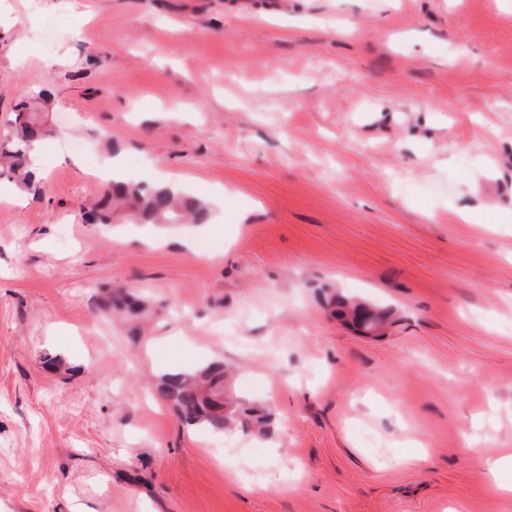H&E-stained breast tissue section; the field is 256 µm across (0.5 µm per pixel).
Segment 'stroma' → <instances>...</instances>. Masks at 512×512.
Masks as SVG:
<instances>
[{"mask_svg": "<svg viewBox=\"0 0 512 512\" xmlns=\"http://www.w3.org/2000/svg\"><path fill=\"white\" fill-rule=\"evenodd\" d=\"M44 88L46 195L0 179V512H512V0H0V135ZM113 155L205 225L88 223ZM213 362L264 429L158 396Z\"/></svg>", "mask_w": 512, "mask_h": 512, "instance_id": "obj_1", "label": "stroma"}]
</instances>
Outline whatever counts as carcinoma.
Wrapping results in <instances>:
<instances>
[{
    "label": "carcinoma",
    "instance_id": "carcinoma-1",
    "mask_svg": "<svg viewBox=\"0 0 512 512\" xmlns=\"http://www.w3.org/2000/svg\"><path fill=\"white\" fill-rule=\"evenodd\" d=\"M45 122L35 103L25 97L14 108L12 133L0 139V175L26 190H39L40 179L33 167V144L44 133ZM124 213L136 224H203L210 213L208 203L177 184L148 187L132 181L109 184L102 199L89 213L94 224L110 225L114 211ZM379 312L355 311L352 324L363 327L361 334L385 321ZM160 396L168 401L187 424L205 425L215 433L224 432L230 414L224 412V366L208 365L193 374H169L162 378Z\"/></svg>",
    "mask_w": 512,
    "mask_h": 512
}]
</instances>
